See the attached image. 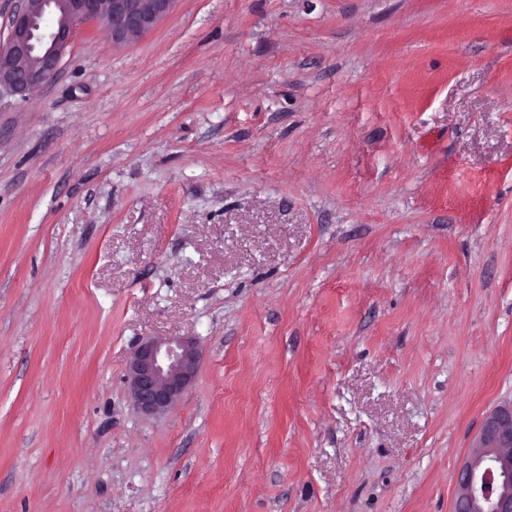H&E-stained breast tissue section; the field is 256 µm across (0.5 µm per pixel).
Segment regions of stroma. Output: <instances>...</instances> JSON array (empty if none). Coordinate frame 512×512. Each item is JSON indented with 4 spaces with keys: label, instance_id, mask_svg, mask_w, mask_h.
Segmentation results:
<instances>
[{
    "label": "stroma",
    "instance_id": "1",
    "mask_svg": "<svg viewBox=\"0 0 512 512\" xmlns=\"http://www.w3.org/2000/svg\"><path fill=\"white\" fill-rule=\"evenodd\" d=\"M506 401L512 0H176L0 94V512H453ZM202 358L189 337H149L133 351L127 383L130 398L144 414L170 409L193 385Z\"/></svg>",
    "mask_w": 512,
    "mask_h": 512
}]
</instances>
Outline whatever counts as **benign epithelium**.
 <instances>
[{
	"label": "benign epithelium",
	"instance_id": "1",
	"mask_svg": "<svg viewBox=\"0 0 512 512\" xmlns=\"http://www.w3.org/2000/svg\"><path fill=\"white\" fill-rule=\"evenodd\" d=\"M176 0H16L0 42V92L38 93L60 70L77 26L103 24L122 44L153 29ZM202 358L189 337H149L133 351L127 383L144 414L170 409L193 385ZM455 485V512H512V403L490 410Z\"/></svg>",
	"mask_w": 512,
	"mask_h": 512
}]
</instances>
